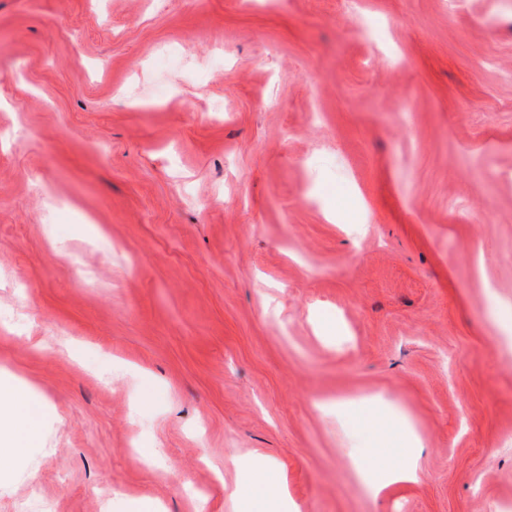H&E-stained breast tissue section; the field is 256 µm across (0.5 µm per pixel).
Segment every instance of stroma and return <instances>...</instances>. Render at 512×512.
<instances>
[{
  "label": "stroma",
  "mask_w": 512,
  "mask_h": 512,
  "mask_svg": "<svg viewBox=\"0 0 512 512\" xmlns=\"http://www.w3.org/2000/svg\"><path fill=\"white\" fill-rule=\"evenodd\" d=\"M509 13L0 0V378L50 406L0 512H240L234 454L300 512H504ZM336 398L408 417L418 483L364 489Z\"/></svg>",
  "instance_id": "1"
}]
</instances>
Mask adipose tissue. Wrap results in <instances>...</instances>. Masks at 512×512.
Segmentation results:
<instances>
[{
  "mask_svg": "<svg viewBox=\"0 0 512 512\" xmlns=\"http://www.w3.org/2000/svg\"><path fill=\"white\" fill-rule=\"evenodd\" d=\"M45 413L43 403L29 386L0 383V478H10L15 459L36 442ZM389 416V410L373 408L364 418L373 434L377 462L360 471L359 477L376 496L395 485L417 483V458L424 446L422 436L413 429L406 430L400 442H393ZM226 463L251 473L249 482L237 491L244 512H256L257 500L266 494L278 512H293L295 504L276 463L260 455L248 459L230 457Z\"/></svg>",
  "mask_w": 512,
  "mask_h": 512,
  "instance_id": "adipose-tissue-1",
  "label": "adipose tissue"
}]
</instances>
